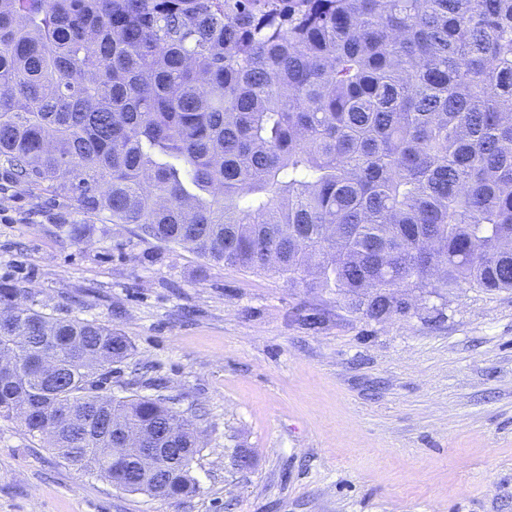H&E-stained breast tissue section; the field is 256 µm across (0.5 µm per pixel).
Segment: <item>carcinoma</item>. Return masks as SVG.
<instances>
[{
	"label": "carcinoma",
	"mask_w": 512,
	"mask_h": 512,
	"mask_svg": "<svg viewBox=\"0 0 512 512\" xmlns=\"http://www.w3.org/2000/svg\"><path fill=\"white\" fill-rule=\"evenodd\" d=\"M0 164L367 321L512 290V0H0ZM9 345L0 417L129 492L196 491L189 421L98 393L127 337L1 282ZM126 429L175 466L144 479Z\"/></svg>",
	"instance_id": "carcinoma-1"
}]
</instances>
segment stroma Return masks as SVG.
I'll return each mask as SVG.
<instances>
[{"label":"stroma","mask_w":512,"mask_h":512,"mask_svg":"<svg viewBox=\"0 0 512 512\" xmlns=\"http://www.w3.org/2000/svg\"><path fill=\"white\" fill-rule=\"evenodd\" d=\"M5 279L40 311L127 336L103 394L169 398L201 450L198 492L160 500L0 418V512H512V291L458 288L441 318L370 322L335 292L101 223L0 166Z\"/></svg>","instance_id":"stroma-1"}]
</instances>
